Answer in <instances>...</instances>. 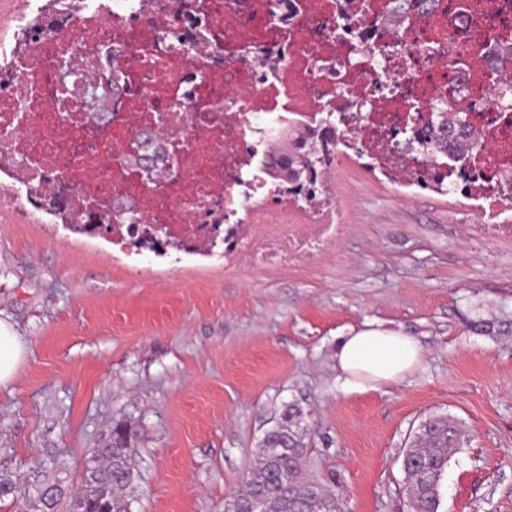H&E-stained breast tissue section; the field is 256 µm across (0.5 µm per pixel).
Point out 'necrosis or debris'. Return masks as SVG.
Masks as SVG:
<instances>
[{
  "instance_id": "necrosis-or-debris-1",
  "label": "necrosis or debris",
  "mask_w": 512,
  "mask_h": 512,
  "mask_svg": "<svg viewBox=\"0 0 512 512\" xmlns=\"http://www.w3.org/2000/svg\"><path fill=\"white\" fill-rule=\"evenodd\" d=\"M433 0L396 17V0H58L21 52L0 61V177L65 191L72 212L112 225V247L162 256L170 244L225 264H305L339 230L332 216L295 222L260 156L276 125L342 117L340 143L394 180L452 186L483 208L512 204V125L498 122L496 67L512 37V0ZM174 33H167V26ZM465 101L483 134L465 161L429 153L415 134ZM140 130L179 142L152 176L128 162ZM131 224L161 231L132 245Z\"/></svg>"
}]
</instances>
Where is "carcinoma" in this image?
<instances>
[{
  "mask_svg": "<svg viewBox=\"0 0 512 512\" xmlns=\"http://www.w3.org/2000/svg\"><path fill=\"white\" fill-rule=\"evenodd\" d=\"M450 133L460 140L478 135L477 128L466 115H460L452 122L438 116L422 133L421 145L428 151L437 149ZM336 146V127L333 125L307 131L282 129L273 151L264 160V169L275 185L287 186L294 199L311 203L318 192V172L331 164ZM40 206L58 215L74 231L82 232L87 225L95 223L91 216L83 219L67 212L64 201L57 196L40 202ZM302 416L299 408L290 406L278 424L267 432V447L263 449L259 465L249 472L236 497L248 496L256 487L262 486L270 500L266 512H295L301 504L308 505L310 512H335L336 500L324 486L302 475L301 464L306 453ZM133 438V428L118 423L112 428V438L86 459L81 501L86 506L94 504L88 512H99L100 499L108 502L112 512H121V505L127 501V490L139 479L131 464ZM463 443L464 435L459 427L444 420L428 419L417 428L409 448L402 453L401 464L406 468L411 486L416 488L415 507L420 512H440L441 501L432 487L439 477L445 476L447 461ZM281 473L293 478L289 492L275 484L276 476Z\"/></svg>",
  "mask_w": 512,
  "mask_h": 512,
  "instance_id": "1",
  "label": "carcinoma"
}]
</instances>
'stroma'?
Masks as SVG:
<instances>
[{"label": "stroma", "mask_w": 512, "mask_h": 512, "mask_svg": "<svg viewBox=\"0 0 512 512\" xmlns=\"http://www.w3.org/2000/svg\"><path fill=\"white\" fill-rule=\"evenodd\" d=\"M342 226L310 267L241 271L169 252L139 265L110 237L73 233L0 198V317L27 348L0 389V474L24 495L0 512H69L84 460L131 425L133 512H226L286 405L308 425L303 468L343 512H408L401 468L419 423L444 413L468 443L442 512H512V205L392 182L337 151ZM424 349L398 382L358 390L336 369L365 324Z\"/></svg>", "instance_id": "stroma-1"}]
</instances>
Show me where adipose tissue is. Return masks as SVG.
I'll use <instances>...</instances> for the list:
<instances>
[{
    "label": "adipose tissue",
    "mask_w": 512,
    "mask_h": 512,
    "mask_svg": "<svg viewBox=\"0 0 512 512\" xmlns=\"http://www.w3.org/2000/svg\"><path fill=\"white\" fill-rule=\"evenodd\" d=\"M335 359L346 383L364 389L403 380L420 366L423 349L414 337L369 325L344 337Z\"/></svg>",
    "instance_id": "ef3b65f1"
}]
</instances>
